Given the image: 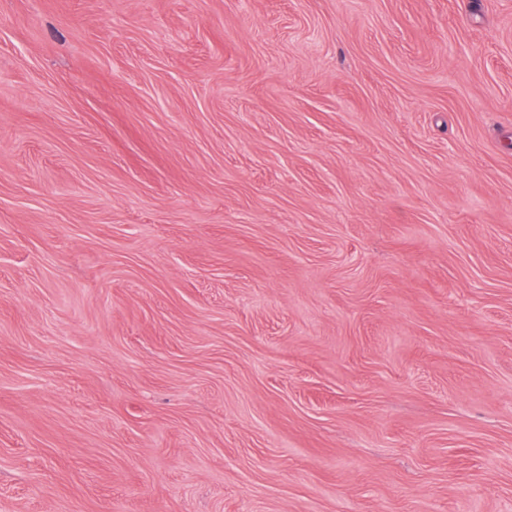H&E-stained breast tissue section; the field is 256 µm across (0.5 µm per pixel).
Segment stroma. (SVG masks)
<instances>
[{"mask_svg":"<svg viewBox=\"0 0 512 512\" xmlns=\"http://www.w3.org/2000/svg\"><path fill=\"white\" fill-rule=\"evenodd\" d=\"M0 512H512V0H0Z\"/></svg>","mask_w":512,"mask_h":512,"instance_id":"stroma-1","label":"stroma"}]
</instances>
